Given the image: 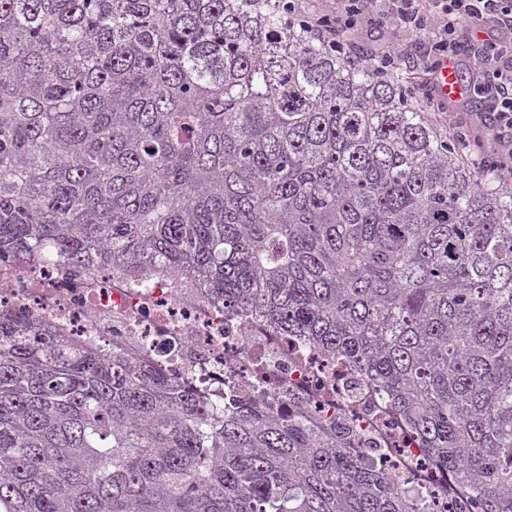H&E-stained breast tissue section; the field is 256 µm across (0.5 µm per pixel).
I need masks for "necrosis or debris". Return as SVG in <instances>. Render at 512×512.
<instances>
[{
	"label": "necrosis or debris",
	"mask_w": 512,
	"mask_h": 512,
	"mask_svg": "<svg viewBox=\"0 0 512 512\" xmlns=\"http://www.w3.org/2000/svg\"><path fill=\"white\" fill-rule=\"evenodd\" d=\"M25 311L73 341L142 353L201 389L231 385L260 409L301 415L348 455L422 492L429 512H479L365 372L244 315L187 279L131 282L108 264L0 262V314Z\"/></svg>",
	"instance_id": "necrosis-or-debris-1"
}]
</instances>
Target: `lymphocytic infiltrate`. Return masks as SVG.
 I'll return each mask as SVG.
<instances>
[{
	"instance_id": "1",
	"label": "lymphocytic infiltrate",
	"mask_w": 512,
	"mask_h": 512,
	"mask_svg": "<svg viewBox=\"0 0 512 512\" xmlns=\"http://www.w3.org/2000/svg\"><path fill=\"white\" fill-rule=\"evenodd\" d=\"M388 17L406 35L425 38V71L444 63L463 65L459 29L465 23L491 26L496 39L482 41L473 54L479 79L472 94L495 119L490 143L495 168L512 181V0H388Z\"/></svg>"
}]
</instances>
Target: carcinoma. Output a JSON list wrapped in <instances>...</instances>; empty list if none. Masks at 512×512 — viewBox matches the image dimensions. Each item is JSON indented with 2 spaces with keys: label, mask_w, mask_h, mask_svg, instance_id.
<instances>
[{
  "label": "carcinoma",
  "mask_w": 512,
  "mask_h": 512,
  "mask_svg": "<svg viewBox=\"0 0 512 512\" xmlns=\"http://www.w3.org/2000/svg\"><path fill=\"white\" fill-rule=\"evenodd\" d=\"M290 0H0V261L194 281L358 367L512 512V185ZM4 512H422L300 418L0 319Z\"/></svg>",
  "instance_id": "1"
}]
</instances>
